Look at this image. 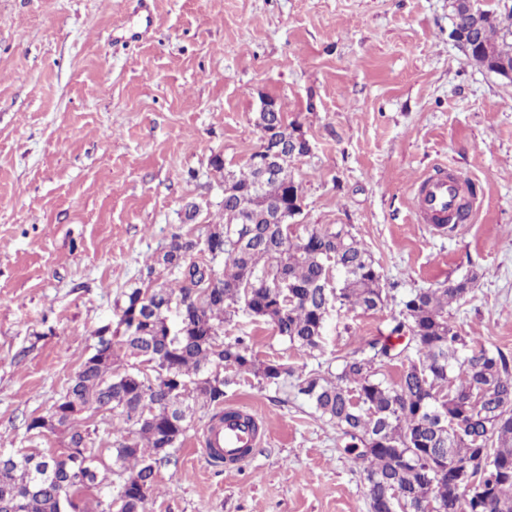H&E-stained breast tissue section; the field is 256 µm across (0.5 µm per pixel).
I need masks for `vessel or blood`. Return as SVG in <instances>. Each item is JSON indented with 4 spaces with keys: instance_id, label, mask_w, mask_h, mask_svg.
Here are the masks:
<instances>
[{
    "instance_id": "obj_1",
    "label": "vessel or blood",
    "mask_w": 512,
    "mask_h": 512,
    "mask_svg": "<svg viewBox=\"0 0 512 512\" xmlns=\"http://www.w3.org/2000/svg\"><path fill=\"white\" fill-rule=\"evenodd\" d=\"M469 182L459 174L440 169L437 174L425 176L416 191L413 211L417 223L468 224L474 214L468 206ZM213 451L223 454L226 462L237 463L243 451L256 447L260 441L256 430L237 421L225 422L209 434Z\"/></svg>"
}]
</instances>
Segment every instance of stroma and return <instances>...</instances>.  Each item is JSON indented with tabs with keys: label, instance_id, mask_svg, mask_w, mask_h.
<instances>
[{
	"label": "stroma",
	"instance_id": "obj_1",
	"mask_svg": "<svg viewBox=\"0 0 512 512\" xmlns=\"http://www.w3.org/2000/svg\"><path fill=\"white\" fill-rule=\"evenodd\" d=\"M149 4L153 25L130 43L138 0H0V448H61L27 420L51 413L146 258L221 221L210 162L247 171L266 97L310 145L292 168L300 222L347 226L397 298L475 277L449 318L512 355V81L466 58L450 0ZM441 163L480 202L445 236L412 210ZM396 309L332 311L311 355L242 312L224 333L296 372L333 371L389 335ZM224 403L262 422L259 446L213 466L198 408L147 512H368L350 455L293 385L241 375Z\"/></svg>",
	"mask_w": 512,
	"mask_h": 512
}]
</instances>
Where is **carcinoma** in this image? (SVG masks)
I'll list each match as a JSON object with an SVG mask.
<instances>
[{"label": "carcinoma", "mask_w": 512, "mask_h": 512, "mask_svg": "<svg viewBox=\"0 0 512 512\" xmlns=\"http://www.w3.org/2000/svg\"><path fill=\"white\" fill-rule=\"evenodd\" d=\"M459 12L457 29L478 21L481 44L512 61V38L498 34L497 16L473 4ZM291 137L284 112L258 116ZM296 155L281 157L278 174L259 178L253 166L224 174V223L209 224L205 239L223 248L219 265L200 241L176 232L150 258L151 277L115 301L112 335L98 328L94 360H84L60 401L108 410L123 422L108 454L93 448L90 430L69 415L57 420L64 448L51 453L0 455V512H145L157 490L158 466L170 462L192 428L195 405L224 404L240 374L263 387H279L295 371L261 361L242 337L224 339V324L244 311L270 324L297 350L322 346L326 317L335 304L364 311L390 297L375 260L345 226L307 228L272 224L262 207L278 202L293 214L301 200ZM335 265V285L325 287ZM471 276L437 288L410 291L393 317L391 336L372 341V355L338 357L336 374L300 377L297 392L325 423L336 427L367 487L370 512H512V356L467 346L448 319V308L472 288ZM178 319H168L171 309ZM154 362L179 383L169 404L158 378L141 370ZM397 363L398 379L378 377L376 364ZM231 371L216 376L209 367ZM110 470L112 486L100 477Z\"/></svg>", "instance_id": "obj_1"}]
</instances>
